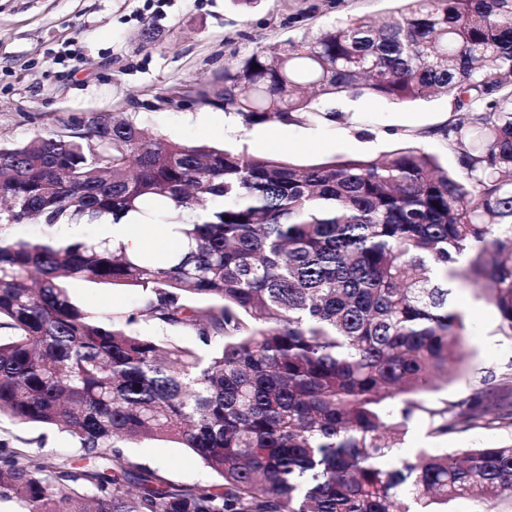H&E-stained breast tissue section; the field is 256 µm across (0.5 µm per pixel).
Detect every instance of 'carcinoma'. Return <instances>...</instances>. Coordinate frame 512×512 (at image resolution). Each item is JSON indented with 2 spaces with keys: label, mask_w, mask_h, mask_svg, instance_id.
I'll return each mask as SVG.
<instances>
[{
  "label": "carcinoma",
  "mask_w": 512,
  "mask_h": 512,
  "mask_svg": "<svg viewBox=\"0 0 512 512\" xmlns=\"http://www.w3.org/2000/svg\"><path fill=\"white\" fill-rule=\"evenodd\" d=\"M448 97L421 148L300 167L146 134L121 113L0 144V504L8 512H437L512 505V441L393 454L430 433L512 429V372L431 405L467 366L449 283L481 288L512 339V0H405L256 50L195 91L246 126L325 120L319 103ZM131 216L171 226L166 260L66 230ZM134 289L99 315L74 283ZM146 316L201 349L141 336ZM66 435L83 464L42 451ZM189 448L218 477L179 485L125 454Z\"/></svg>",
  "instance_id": "cac0c4a2"
}]
</instances>
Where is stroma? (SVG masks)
I'll use <instances>...</instances> for the list:
<instances>
[{
	"label": "stroma",
	"instance_id": "stroma-1",
	"mask_svg": "<svg viewBox=\"0 0 512 512\" xmlns=\"http://www.w3.org/2000/svg\"><path fill=\"white\" fill-rule=\"evenodd\" d=\"M397 0H0V142L22 143L62 126L71 116L121 112L149 132L208 143L309 166L342 156L380 158L422 147L455 165L446 142L433 135L446 123L448 99L394 105L365 96L325 102L333 121L245 127L235 114L197 102L160 105L177 89L198 88L225 64L255 50L313 36L352 17L383 19ZM153 38H146V31ZM82 305L107 310L137 303L136 293L109 284L78 283ZM466 318V373L426 393L431 404L467 397L481 378L512 364V340L499 336L498 314L480 288L451 293ZM512 439L505 429H477L442 438L413 420L400 454L479 448ZM141 463L182 484L216 478L189 449L146 440L130 451Z\"/></svg>",
	"mask_w": 512,
	"mask_h": 512
}]
</instances>
